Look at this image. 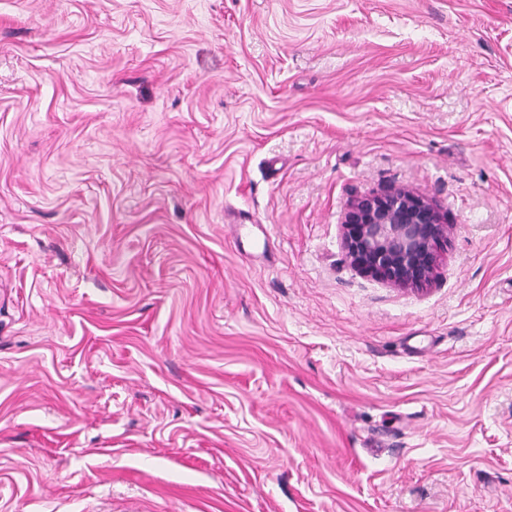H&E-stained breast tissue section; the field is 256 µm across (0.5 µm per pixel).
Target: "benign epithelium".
<instances>
[{
  "label": "benign epithelium",
  "mask_w": 512,
  "mask_h": 512,
  "mask_svg": "<svg viewBox=\"0 0 512 512\" xmlns=\"http://www.w3.org/2000/svg\"><path fill=\"white\" fill-rule=\"evenodd\" d=\"M450 229L427 198L407 187L352 199L341 224L349 265L401 290H418L436 279Z\"/></svg>",
  "instance_id": "benign-epithelium-1"
}]
</instances>
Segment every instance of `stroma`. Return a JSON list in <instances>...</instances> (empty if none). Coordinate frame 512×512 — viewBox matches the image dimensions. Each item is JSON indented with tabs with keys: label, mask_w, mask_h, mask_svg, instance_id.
Returning <instances> with one entry per match:
<instances>
[{
	"label": "stroma",
	"mask_w": 512,
	"mask_h": 512,
	"mask_svg": "<svg viewBox=\"0 0 512 512\" xmlns=\"http://www.w3.org/2000/svg\"><path fill=\"white\" fill-rule=\"evenodd\" d=\"M0 512H512V0H0ZM450 229L427 198L407 187L352 199L341 224L349 265L401 290L422 289L436 279Z\"/></svg>",
	"instance_id": "stroma-1"
}]
</instances>
